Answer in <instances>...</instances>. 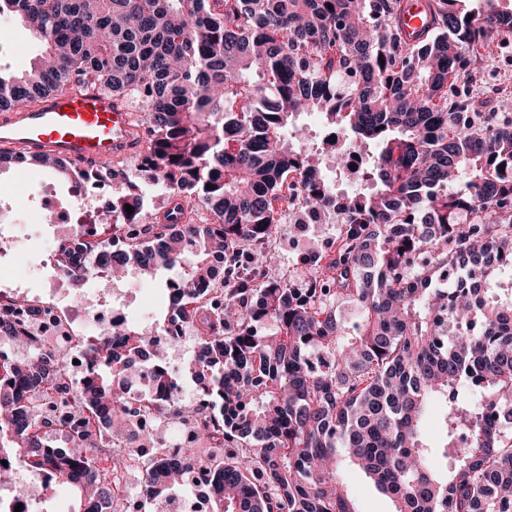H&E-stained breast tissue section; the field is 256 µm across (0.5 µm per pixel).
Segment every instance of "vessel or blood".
I'll use <instances>...</instances> for the list:
<instances>
[{"instance_id":"obj_1","label":"vessel or blood","mask_w":512,"mask_h":512,"mask_svg":"<svg viewBox=\"0 0 512 512\" xmlns=\"http://www.w3.org/2000/svg\"><path fill=\"white\" fill-rule=\"evenodd\" d=\"M427 0H409L400 19L406 33L427 22ZM144 136L124 103L96 89L52 93L31 106L0 113V149L81 164L121 159L141 150Z\"/></svg>"}]
</instances>
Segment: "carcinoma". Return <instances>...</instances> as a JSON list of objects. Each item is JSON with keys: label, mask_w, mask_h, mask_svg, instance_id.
<instances>
[{"label": "carcinoma", "mask_w": 512, "mask_h": 512, "mask_svg": "<svg viewBox=\"0 0 512 512\" xmlns=\"http://www.w3.org/2000/svg\"><path fill=\"white\" fill-rule=\"evenodd\" d=\"M489 2L429 0V31L412 42L397 22L405 0H0L42 43L23 72L0 67V112L72 85L143 106L135 177L121 160L94 166L117 181L103 212L118 267L174 272L155 324L194 330L181 374L204 383L208 410L172 400L167 355L128 322L72 387L32 336L0 325L27 351L0 353V459L70 486L77 512H115L128 454L84 410L127 428L126 377L145 367L149 403L196 429L183 452L211 475L213 512H357L345 464L393 512H512V113L468 88L475 48L512 35V13ZM309 112L371 148L370 193L336 205L328 172L344 175L342 159L291 136ZM3 166L79 172L0 151ZM142 183L166 190L152 224L140 223ZM307 212L346 226L336 256L306 258L298 286L264 280L273 228ZM218 250L223 287L202 288ZM89 276L114 285L111 268L68 279ZM316 350L332 358L319 373ZM59 422L72 440L50 448ZM180 476L145 469L143 495L167 502Z\"/></svg>", "instance_id": "1"}]
</instances>
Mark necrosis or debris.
Here are the masks:
<instances>
[{
	"label": "necrosis or debris",
	"instance_id": "necrosis-or-debris-1",
	"mask_svg": "<svg viewBox=\"0 0 512 512\" xmlns=\"http://www.w3.org/2000/svg\"><path fill=\"white\" fill-rule=\"evenodd\" d=\"M112 193V179L101 172L83 173L76 190L66 205L56 203L52 195H45L40 213L47 223L62 226V235L54 236L48 257L51 267L66 272L73 263L67 250L68 237L73 230L91 234L96 230L91 217L95 210L105 207ZM22 278L5 277L0 280V322L28 332L36 344L44 346L47 363L60 366L67 382H83L91 373L92 348L96 337L87 335V324H95L100 332L127 319L126 312L113 304L110 295L99 293L94 299H79L67 307H60L50 295L40 294L19 306L9 293L10 287H24ZM128 429L137 434L152 435L158 447L170 449L169 464L182 467L186 473L189 493L174 494L169 512H212L209 483L201 469L188 457L186 448L194 443L191 426L168 432L165 420L153 409L139 410Z\"/></svg>",
	"mask_w": 512,
	"mask_h": 512
}]
</instances>
